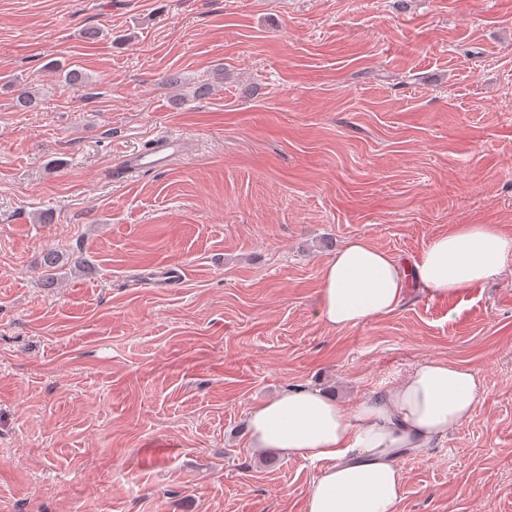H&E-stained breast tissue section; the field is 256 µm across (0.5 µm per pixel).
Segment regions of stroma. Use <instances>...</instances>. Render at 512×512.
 <instances>
[{"mask_svg":"<svg viewBox=\"0 0 512 512\" xmlns=\"http://www.w3.org/2000/svg\"><path fill=\"white\" fill-rule=\"evenodd\" d=\"M15 79L40 103L0 92V512H305L317 467L251 448V407L353 404L428 358L482 391L399 457V512H512V264L352 328L314 313L355 238L512 236V0H0ZM170 133L167 171L117 176Z\"/></svg>","mask_w":512,"mask_h":512,"instance_id":"stroma-1","label":"stroma"}]
</instances>
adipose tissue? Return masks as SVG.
<instances>
[{"instance_id": "adipose-tissue-1", "label": "adipose tissue", "mask_w": 512, "mask_h": 512, "mask_svg": "<svg viewBox=\"0 0 512 512\" xmlns=\"http://www.w3.org/2000/svg\"><path fill=\"white\" fill-rule=\"evenodd\" d=\"M512 261V237L492 224H457L402 261L367 238L348 243L321 267L316 317L344 329L394 312L419 291L453 297L498 276ZM481 381L464 365L426 359L376 398L346 405L318 390L290 388L253 406L252 448L319 465L305 512H398L404 451L427 455L470 420Z\"/></svg>"}]
</instances>
